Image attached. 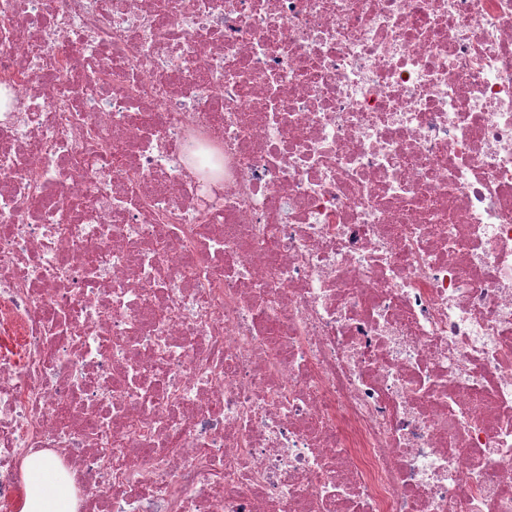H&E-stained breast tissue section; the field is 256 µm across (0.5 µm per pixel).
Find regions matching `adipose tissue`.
Listing matches in <instances>:
<instances>
[{"label":"adipose tissue","instance_id":"adipose-tissue-1","mask_svg":"<svg viewBox=\"0 0 512 512\" xmlns=\"http://www.w3.org/2000/svg\"><path fill=\"white\" fill-rule=\"evenodd\" d=\"M26 467L29 480L20 512H77L73 493L49 455L31 456Z\"/></svg>","mask_w":512,"mask_h":512}]
</instances>
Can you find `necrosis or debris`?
<instances>
[{"label": "necrosis or debris", "instance_id": "4bbe7bcc", "mask_svg": "<svg viewBox=\"0 0 512 512\" xmlns=\"http://www.w3.org/2000/svg\"><path fill=\"white\" fill-rule=\"evenodd\" d=\"M0 512H512V0H0ZM26 467L29 480L20 512H77L73 493L48 454L31 456Z\"/></svg>", "mask_w": 512, "mask_h": 512}]
</instances>
